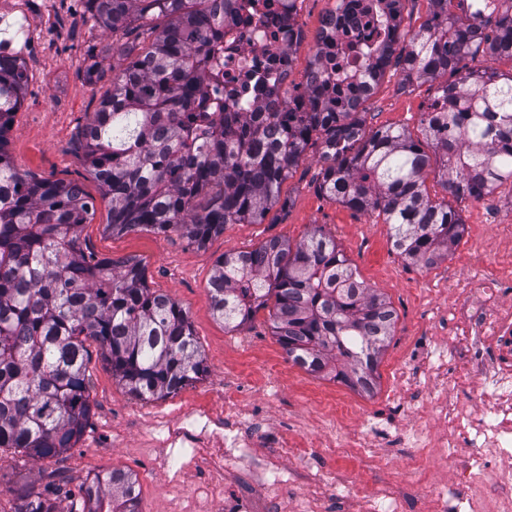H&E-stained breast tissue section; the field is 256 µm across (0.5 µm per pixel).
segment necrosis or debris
Masks as SVG:
<instances>
[{
  "label": "necrosis or debris",
  "mask_w": 512,
  "mask_h": 512,
  "mask_svg": "<svg viewBox=\"0 0 512 512\" xmlns=\"http://www.w3.org/2000/svg\"><path fill=\"white\" fill-rule=\"evenodd\" d=\"M260 11L269 15L239 20L224 37L222 77L208 83L204 94L210 102L256 111L265 101V91L290 87L295 54L323 46L319 68L335 73L332 45L357 37L376 49L385 18L380 12L354 20L345 10L321 15L314 38H307L291 0H258ZM278 65H270V56ZM512 297V279L484 276L465 288L457 316L467 324L457 340L455 369L458 376L479 381L491 406H449L447 398H428L422 421L413 437L415 473L436 476L453 469L457 481L451 488L429 484L433 512H512V308L503 301Z\"/></svg>",
  "instance_id": "necrosis-or-debris-1"
}]
</instances>
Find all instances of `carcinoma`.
Returning <instances> with one entry per match:
<instances>
[{"instance_id":"carcinoma-1","label":"carcinoma","mask_w":512,"mask_h":512,"mask_svg":"<svg viewBox=\"0 0 512 512\" xmlns=\"http://www.w3.org/2000/svg\"><path fill=\"white\" fill-rule=\"evenodd\" d=\"M250 0H85L100 28L136 25L139 43L115 47L128 61L112 69V90L77 140L88 173L109 198L106 230L178 232L203 247L226 224H257L280 203V187L310 143L321 146L317 190L349 208L376 212L392 246L425 267L445 258L465 233L455 204L512 182V75L462 72L486 45L512 57V0L491 33L457 16L453 0L409 35L408 77L460 78L440 88L422 134L434 156L405 130H365L373 95L400 40L397 12L387 36L361 61L352 99L335 79L306 82L303 95L268 91L279 112H231L202 126L203 97L218 78L224 28ZM24 62L0 54V448L37 461L80 440L91 406L88 350L96 342L112 376L139 399L173 395L204 372L187 310L148 287L135 258L114 263L86 253L81 227L94 214L82 186L33 179L10 162L6 131L27 83ZM435 170L449 200L426 188ZM210 196L208 204L198 199ZM213 316L237 329L268 311L288 358L372 393L396 321L383 295L358 281L319 226L292 245L272 238L224 254L209 280ZM81 512H139L137 479L114 468L83 488ZM14 512H61L50 498L25 493Z\"/></svg>"}]
</instances>
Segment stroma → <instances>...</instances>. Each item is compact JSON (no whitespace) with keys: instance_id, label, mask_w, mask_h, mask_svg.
I'll return each instance as SVG.
<instances>
[{"instance_id":"35a3bbf8","label":"stroma","mask_w":512,"mask_h":512,"mask_svg":"<svg viewBox=\"0 0 512 512\" xmlns=\"http://www.w3.org/2000/svg\"><path fill=\"white\" fill-rule=\"evenodd\" d=\"M0 17L10 23L8 35L29 74L22 105L7 133L11 161L36 178L83 187L95 209L81 233L86 251L100 259L142 260L148 286L169 294L188 310L206 366L201 378L176 395L143 401L128 394L98 344L88 342L92 411L80 441L58 457L36 463L1 449L0 512H13L17 491L47 496L56 488L61 491L62 512H74L86 481L113 467L137 476L140 512H197L199 504L191 496L196 486L213 483L241 494L254 491L258 480L274 477L289 484L287 499L276 505L278 512H304V493L312 485L313 470L322 465L320 457L304 462L282 457L274 448H249L240 457H225L219 470L214 465L216 448H197L183 437L169 445L156 440L157 426H185V414L223 417L224 387L236 378L259 383V391L246 394L244 401L264 405L261 424L266 431L286 428L337 444L361 430L368 414L414 424L431 391L447 395L452 403L480 401L478 387L461 386L449 374L431 383L414 375L397 387L392 373L407 356L410 337L427 336L441 349L451 347L461 327L453 316L456 294L451 282H467L478 270L492 276L512 275V186L503 185L476 205L462 202L464 236L447 259L429 269L396 254L388 227L377 214L351 209L318 192L321 166L316 145L307 149L280 187L286 207H273L263 223L225 225L223 233L201 249L176 232L163 235L137 229L114 235L106 229L108 201L74 141L110 86L106 80H86L87 55L95 54L104 68H111L113 46L132 42V35L94 25L83 0H0ZM452 80L449 74L428 82L408 80L395 60L363 106L367 129H405L413 138H421L423 114L439 86ZM316 226L335 238L360 279L384 294L397 312L378 367L377 387L370 395L299 368L289 377L278 376L271 366L286 364L288 356L272 334L267 312L231 330L214 318L210 308L208 280L219 257L253 249L271 238L295 244ZM332 398L351 403L354 413L327 421L322 404ZM412 454L397 439L373 448L360 470L372 487L400 483L403 512H428L424 486L409 480Z\"/></svg>"}]
</instances>
